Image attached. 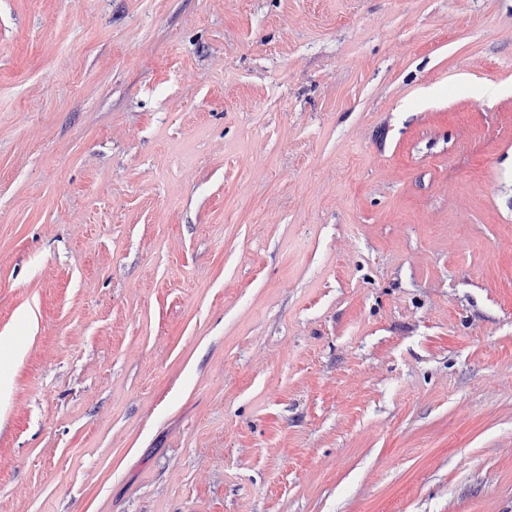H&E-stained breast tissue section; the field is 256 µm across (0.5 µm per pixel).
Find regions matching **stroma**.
<instances>
[{
	"mask_svg": "<svg viewBox=\"0 0 512 512\" xmlns=\"http://www.w3.org/2000/svg\"><path fill=\"white\" fill-rule=\"evenodd\" d=\"M0 512H512V0H0Z\"/></svg>",
	"mask_w": 512,
	"mask_h": 512,
	"instance_id": "35a3bbf8",
	"label": "stroma"
}]
</instances>
